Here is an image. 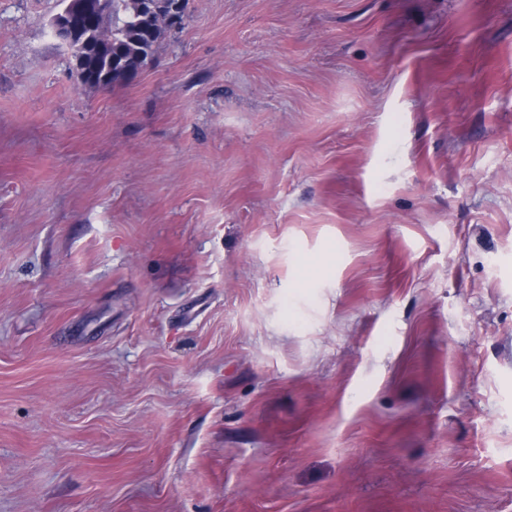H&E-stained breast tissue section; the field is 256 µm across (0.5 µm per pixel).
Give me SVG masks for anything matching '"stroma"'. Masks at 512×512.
I'll list each match as a JSON object with an SVG mask.
<instances>
[{"label": "stroma", "instance_id": "1", "mask_svg": "<svg viewBox=\"0 0 512 512\" xmlns=\"http://www.w3.org/2000/svg\"><path fill=\"white\" fill-rule=\"evenodd\" d=\"M60 9L0 0V512H512V0H188L102 91Z\"/></svg>", "mask_w": 512, "mask_h": 512}]
</instances>
